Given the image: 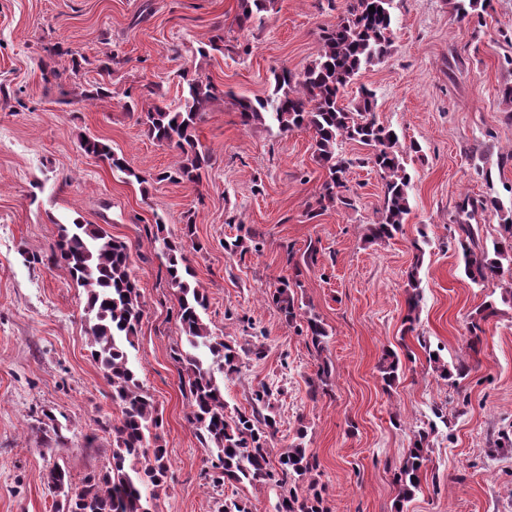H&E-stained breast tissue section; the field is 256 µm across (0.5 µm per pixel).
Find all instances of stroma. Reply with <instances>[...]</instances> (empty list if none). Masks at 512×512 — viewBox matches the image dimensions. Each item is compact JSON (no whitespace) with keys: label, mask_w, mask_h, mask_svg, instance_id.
<instances>
[{"label":"stroma","mask_w":512,"mask_h":512,"mask_svg":"<svg viewBox=\"0 0 512 512\" xmlns=\"http://www.w3.org/2000/svg\"><path fill=\"white\" fill-rule=\"evenodd\" d=\"M455 0H394L391 52L368 67L344 94L375 93L376 116L408 156L411 211L401 233L372 241L383 182L368 151L347 141L353 162L347 186L353 206L320 209L326 171L314 159L310 133H282L266 123L242 126L236 100L272 90L273 72L301 73L316 57L323 29L336 24L347 0H273L247 23L238 0H0V512H55L57 497L42 481L50 461L73 480L103 468L112 436L94 433L100 418H118L111 387L92 359L86 295L61 267L29 264L49 253L62 221L96 224L131 248V268L144 302L131 362L162 418L171 464L158 512H219L224 497L249 512H275L272 485L228 483L214 490L209 452L189 423L190 394L174 358L185 340L177 292L154 235L181 240L205 289L203 314L214 335L255 347L224 381L229 408L248 409L253 389L271 385L274 449L298 433L317 456L324 512H512V454L498 453L512 434V301L507 280L471 283L449 228L464 195L493 196L501 212H478L470 224L491 246L512 218V0H493L482 21L458 19ZM224 27V50L199 56L201 41ZM81 68L64 83L44 80L43 66ZM118 58L113 73L107 58ZM210 78L225 91L197 126L211 166L197 186L159 180L176 151L149 138L128 111L153 103L145 86L163 80L167 102L181 99L182 71ZM100 84L108 97L63 103L65 92ZM110 145L127 172L86 155L82 136ZM250 228L242 253L224 241ZM425 243L414 266L413 241ZM316 248V260L292 267L287 251ZM417 268L421 302L405 332L407 272ZM297 275L305 312L329 335L315 351L299 326L268 300L280 277ZM498 315L479 343L468 331L484 303ZM402 356L392 385L380 379L385 349ZM466 361L463 380L442 379L436 364ZM330 377L310 397L321 367ZM66 425V439L44 452L43 412ZM429 434L421 487L397 509L394 472L415 435Z\"/></svg>","instance_id":"stroma-1"}]
</instances>
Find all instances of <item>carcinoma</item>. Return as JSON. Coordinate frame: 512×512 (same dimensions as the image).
<instances>
[{"mask_svg":"<svg viewBox=\"0 0 512 512\" xmlns=\"http://www.w3.org/2000/svg\"><path fill=\"white\" fill-rule=\"evenodd\" d=\"M270 5L271 0H239L240 22L250 21ZM371 6L376 12H370ZM392 8L393 0H352L346 14L321 35L317 56L302 73L296 75L283 67L273 72L274 86L269 94L236 100L240 122L245 127L272 121L283 133L302 130L312 133L315 158L327 173L320 204H350V197L344 191L352 162L336 153L338 142L354 141L370 150L367 162L384 183L382 208L377 220L368 227V237L374 241L389 240L403 229L410 212L411 182L404 156L421 152V146L414 141L402 144L395 130L378 122L374 95L369 89H360L359 100L352 105L344 104L342 96L363 69L381 62L390 53ZM215 31L199 47L201 56L223 49L222 28L217 25ZM181 78L185 86L179 104L175 107L154 104L142 111L140 123L148 137L177 151L175 165L160 179L198 184L202 171L210 165V157L200 148L197 125L220 95L208 78L204 80L198 75L190 78L186 74ZM80 147L85 154L107 160L113 168L133 175L123 159L105 143L85 137ZM456 208L457 213L469 217L479 210L497 211L500 203L493 196L466 195ZM59 229V240L48 260L64 268L86 293V311L92 321L91 357L104 369L112 387V402L119 407L121 416L116 423L109 419L98 422L102 431L113 436L112 457L104 469L86 475L75 484L70 472L55 462L42 474L43 482L48 489L62 494L57 512H158L157 500L167 488L169 463L161 436L155 432L159 428L158 409L136 377L128 357V348L134 346L144 312L140 289L132 274L130 248L101 227L77 218L60 224ZM454 232L462 251L465 275L472 283L480 285L502 278L507 270L512 271V219L500 225L499 237L493 241L490 251L480 247L473 225L462 222ZM163 247L170 283L177 289V319L190 347L178 356L184 370L181 383L191 397L189 421L199 431L202 443L216 452L211 460L213 487H222L226 482L272 484L283 491L276 505L277 512H320L319 496L315 492L317 481L313 478L318 463L305 446L303 436H298V441L279 453L278 459L271 456L270 442L275 438L276 421L263 413L270 407L271 387L264 385L253 392L251 410H227L224 388L198 351L209 352L213 363L225 374L232 375L240 372L241 355L249 349L226 344L223 338L211 334L202 319L207 298L200 286L186 280L192 272L183 244L165 240ZM413 248L416 256L407 273L404 318L409 331L414 330L421 302L417 274L424 256L419 242H413ZM299 287L297 280L284 277L270 292L273 304L290 324L300 317ZM497 315L491 303L477 310L469 327L472 339L479 340L482 324ZM306 335L316 351L323 350L328 332L317 317L306 318ZM398 368L397 356L385 352L379 367L385 384L395 381ZM43 416L40 424L46 442L59 443L62 426L52 414L45 412ZM426 439V433H418L398 468L396 484L402 501L420 487L427 460Z\"/></svg>","mask_w":512,"mask_h":512,"instance_id":"1","label":"carcinoma"}]
</instances>
